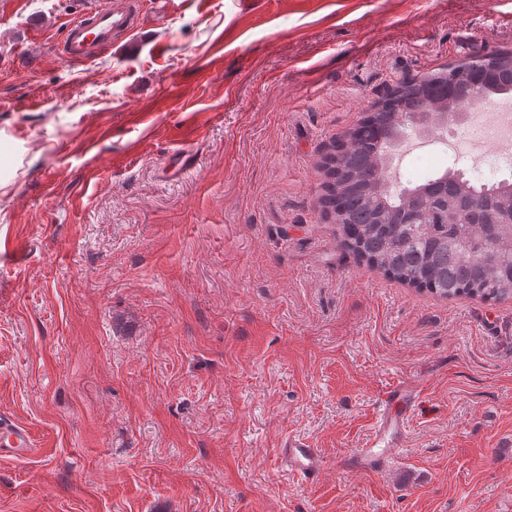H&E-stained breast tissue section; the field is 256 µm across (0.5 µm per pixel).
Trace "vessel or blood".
Segmentation results:
<instances>
[{"label": "vessel or blood", "instance_id": "b4317fda", "mask_svg": "<svg viewBox=\"0 0 512 512\" xmlns=\"http://www.w3.org/2000/svg\"><path fill=\"white\" fill-rule=\"evenodd\" d=\"M138 0H86L84 13L71 22L60 43L59 53L70 62H89L102 54L118 38L130 37L137 28ZM416 390L397 385L388 388L376 408L371 438L365 448L355 452L353 462L360 469L378 470L401 448L409 416L417 407ZM34 439L28 428L10 418H0V456L21 457L29 453ZM287 470L306 479H316L324 465L320 449L304 438L291 436L280 449Z\"/></svg>", "mask_w": 512, "mask_h": 512}]
</instances>
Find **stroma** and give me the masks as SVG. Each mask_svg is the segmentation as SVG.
<instances>
[{"mask_svg":"<svg viewBox=\"0 0 512 512\" xmlns=\"http://www.w3.org/2000/svg\"><path fill=\"white\" fill-rule=\"evenodd\" d=\"M84 2L0 0V415L36 443L0 457V512H512V300L389 280L319 206L388 88L512 51V0H140L71 63ZM491 167L454 123L389 162ZM399 383L405 446L362 471ZM137 0H116L103 6L99 0H86L84 14L71 22L58 48L69 62H89L102 54L118 38H130L137 28ZM284 466L292 474H299L308 480H315L324 465V457L319 448H313L304 438L289 436L280 448Z\"/></svg>","mask_w":512,"mask_h":512,"instance_id":"obj_1","label":"stroma"}]
</instances>
